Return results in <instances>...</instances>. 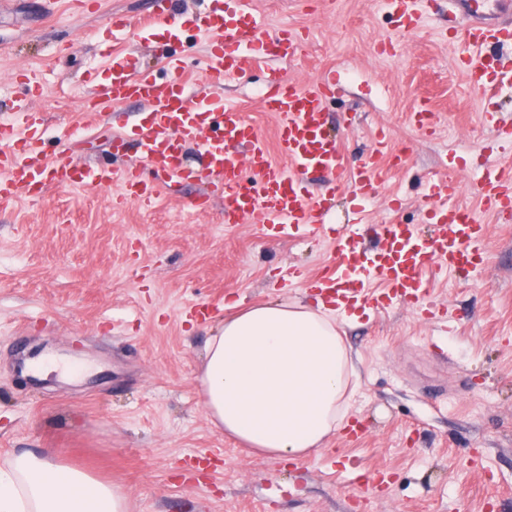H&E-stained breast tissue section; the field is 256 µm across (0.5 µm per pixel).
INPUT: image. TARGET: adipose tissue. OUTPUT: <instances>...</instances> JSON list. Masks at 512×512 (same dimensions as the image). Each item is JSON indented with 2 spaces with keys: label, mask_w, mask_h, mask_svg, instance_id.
Returning a JSON list of instances; mask_svg holds the SVG:
<instances>
[{
  "label": "adipose tissue",
  "mask_w": 512,
  "mask_h": 512,
  "mask_svg": "<svg viewBox=\"0 0 512 512\" xmlns=\"http://www.w3.org/2000/svg\"><path fill=\"white\" fill-rule=\"evenodd\" d=\"M354 373L334 309L265 302L219 324L200 381L214 426L264 458L319 450L348 410ZM0 512H128L114 485L30 451L0 467Z\"/></svg>",
  "instance_id": "adipose-tissue-1"
}]
</instances>
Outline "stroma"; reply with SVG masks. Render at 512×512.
<instances>
[{"label": "stroma", "mask_w": 512, "mask_h": 512, "mask_svg": "<svg viewBox=\"0 0 512 512\" xmlns=\"http://www.w3.org/2000/svg\"><path fill=\"white\" fill-rule=\"evenodd\" d=\"M154 0H101L79 16L69 0H6L0 7V122H13L23 87L46 125L54 155L72 130L76 163L119 168L137 156L145 110L127 103L92 115L81 107L105 82L100 28L112 14L142 19ZM175 37L133 40L122 49L163 79L166 52L183 62L187 91L204 82L211 39L199 16L232 0H172ZM267 35L305 36L301 54L268 58L224 82L259 133L275 142L278 119L264 111L270 74L308 84L334 74L345 94L327 106V131L349 167L372 155L382 184L359 205L329 203L327 223L414 224L428 231L422 204L429 178L454 167L458 204L487 229V261L466 279L429 276L442 321L413 303L359 312L341 333L356 375L342 426L297 461L263 459L210 422L198 381L205 342L229 306L307 303L296 271L316 273L325 244L276 240L259 224H228L215 201L190 204L204 187L165 182L147 207L113 204L110 188L48 189L0 205V464L30 449L113 483L131 512H512V222L486 208L476 181L485 158L512 163L496 127L512 124V85L493 112L458 66L446 33L462 14L429 0L414 34H401L384 0H255ZM437 114L432 134L409 118L422 103ZM126 150L112 151L113 133ZM44 351L92 361V374L63 379L24 372Z\"/></svg>", "instance_id": "stroma-1"}]
</instances>
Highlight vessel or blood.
Returning <instances> with one entry per match:
<instances>
[{
	"mask_svg": "<svg viewBox=\"0 0 512 512\" xmlns=\"http://www.w3.org/2000/svg\"><path fill=\"white\" fill-rule=\"evenodd\" d=\"M233 14H208L200 25L212 33L205 83L196 95H186L180 79L181 60L171 56L166 66L173 78L157 82L150 75L134 73L127 58L113 54L110 80L97 85L88 99L92 113L109 112L128 101L144 103L152 115L140 128L137 140L140 154L136 162L123 168L71 166L64 156L47 157L40 146L38 122L25 109H18V125L0 126V202L41 195L49 185L62 187H119V205L148 204L160 187L148 181L152 171L177 180L203 181L207 195L224 203V221L238 224L249 220L261 224L266 235L285 239L291 233L318 241L328 239L331 261L324 265L310 287L336 299L345 307L385 310L398 302H414L432 310L428 272L445 268L455 273L477 269L485 261V230L469 210L453 199L461 191L455 174L439 175L428 188L430 233H419L407 224H378L369 234L374 247H366L359 228L342 226L327 234L324 219L328 198L339 191L365 199L378 188L377 170L365 163L349 170L335 139L325 130L329 100L342 96L343 85L327 76L299 86L272 77L264 97L266 111L279 120L278 146L287 166L275 164L268 143L236 106L221 95L225 78L243 74L259 66L266 52L295 56L303 43L299 32L282 31L267 39L252 8V0H233ZM417 0H386L396 15L401 31L417 26L414 9ZM463 5L466 26L455 29L454 42L469 49L460 63L471 81L485 92L496 89L504 74L497 61L482 54L483 45L512 41V18L489 9L485 0H449ZM170 0H155L153 15L140 26L123 16L108 22L113 40L142 32L144 39L154 36L153 28L169 21ZM200 142L202 165L190 170L182 164L186 142ZM309 170L324 172L329 184L322 194H312L301 176ZM485 205L503 216L512 215V165L486 163L477 182Z\"/></svg>",
	"mask_w": 512,
	"mask_h": 512,
	"instance_id": "b4317fda",
	"label": "vessel or blood"
}]
</instances>
